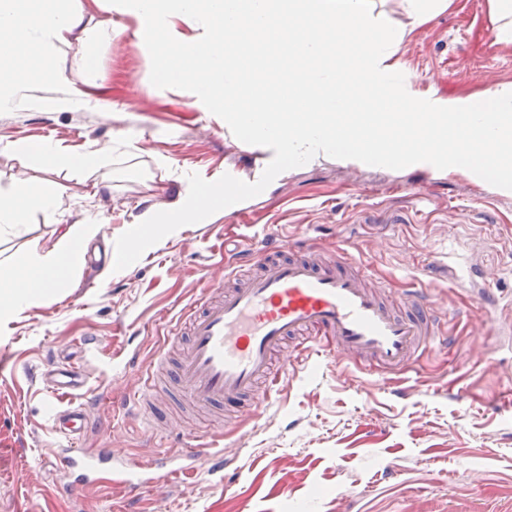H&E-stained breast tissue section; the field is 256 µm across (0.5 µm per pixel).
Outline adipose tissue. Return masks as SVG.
Returning <instances> with one entry per match:
<instances>
[{
  "label": "adipose tissue",
  "instance_id": "adipose-tissue-1",
  "mask_svg": "<svg viewBox=\"0 0 512 512\" xmlns=\"http://www.w3.org/2000/svg\"><path fill=\"white\" fill-rule=\"evenodd\" d=\"M121 28L102 24L83 25V16L66 0H0V62H31L44 85L58 83L65 71L92 75L97 63L86 50L87 43L112 44ZM69 55H62V48ZM19 155L35 160L41 167L67 166L86 173L105 162L102 150L94 149L74 157L55 144L17 143ZM58 185L47 179H22L0 188V236L23 224L26 216L53 218L59 208ZM102 217L87 218L68 225L48 249H33L21 262L0 260V317L14 315L34 306L48 291L64 287L81 267L85 249L99 235Z\"/></svg>",
  "mask_w": 512,
  "mask_h": 512
}]
</instances>
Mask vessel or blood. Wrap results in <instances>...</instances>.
Here are the masks:
<instances>
[{"label":"vessel or blood","instance_id":"vessel-or-blood-1","mask_svg":"<svg viewBox=\"0 0 512 512\" xmlns=\"http://www.w3.org/2000/svg\"><path fill=\"white\" fill-rule=\"evenodd\" d=\"M428 262L394 306L367 286L364 260L345 248L323 259L311 246L272 247L244 278L225 273L215 287L181 308L141 384L125 402L166 450L130 457L113 448H84L93 425L108 427L112 392L91 386L86 362L39 371L43 413L56 442L49 463L60 490L83 500L102 485L134 501L147 490L189 484L201 471L223 475L233 457L222 419L269 402L285 365L333 353L381 374L406 371L419 351L447 343L446 309L431 300ZM93 387L85 401L78 391Z\"/></svg>","mask_w":512,"mask_h":512}]
</instances>
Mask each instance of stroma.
Returning <instances> with one entry per match:
<instances>
[{
	"label": "stroma",
	"mask_w": 512,
	"mask_h": 512,
	"mask_svg": "<svg viewBox=\"0 0 512 512\" xmlns=\"http://www.w3.org/2000/svg\"><path fill=\"white\" fill-rule=\"evenodd\" d=\"M86 18L125 33L90 45L97 76L86 91L107 111L34 109L0 112V187L18 177L50 178L60 188L58 221L79 224L103 214L101 234L65 288L0 325V352L12 372L0 378V512H113L109 487L82 504L57 496L48 466L55 441L41 413L34 376L43 363L72 359L79 339L96 334L102 353L152 361L166 323L239 251L281 240L342 246L362 256L391 293L431 259L448 264L431 289L448 314L447 350L420 352L403 375L364 374L346 360L292 365L276 402L226 420L224 441L238 450L228 480L200 473L189 486L145 495L135 512H512V335L478 326L480 310L458 282L481 269L499 299L493 316L512 321V194L462 172L443 178L332 163L292 172L244 202L254 213L237 223L232 208L166 236L111 280L101 273L116 239L146 209L182 197L177 172L216 180L225 168L248 170L257 153L229 145L221 118L189 92L159 89L140 48L133 14L108 0H79ZM413 87L450 98L482 99L512 84V45L498 43L489 0H451L414 26L399 53ZM50 139L79 155L110 148L93 174L45 172L15 154L14 142ZM55 223L31 216L0 251L22 258L50 248ZM158 443L139 418L117 413L111 431L96 428L87 448L137 456Z\"/></svg>",
	"instance_id": "obj_1"
}]
</instances>
